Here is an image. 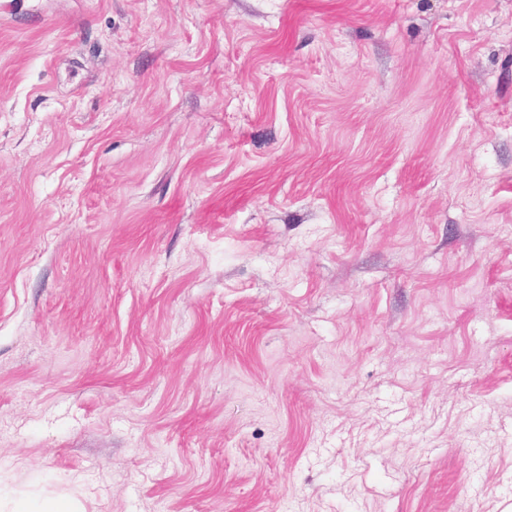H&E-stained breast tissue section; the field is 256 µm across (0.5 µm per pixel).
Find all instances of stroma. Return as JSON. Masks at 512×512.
Here are the masks:
<instances>
[{
  "instance_id": "stroma-1",
  "label": "stroma",
  "mask_w": 512,
  "mask_h": 512,
  "mask_svg": "<svg viewBox=\"0 0 512 512\" xmlns=\"http://www.w3.org/2000/svg\"><path fill=\"white\" fill-rule=\"evenodd\" d=\"M512 512V0H0V501Z\"/></svg>"
}]
</instances>
